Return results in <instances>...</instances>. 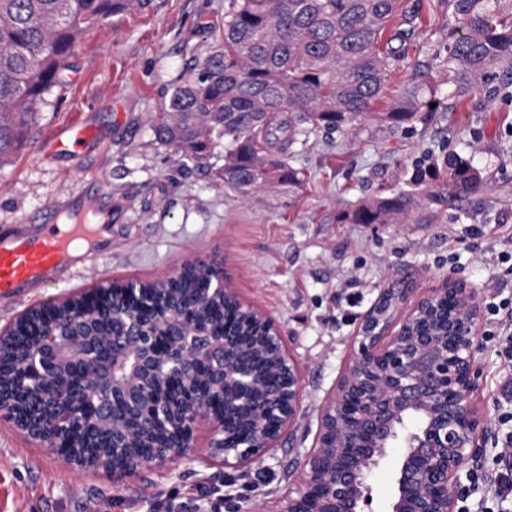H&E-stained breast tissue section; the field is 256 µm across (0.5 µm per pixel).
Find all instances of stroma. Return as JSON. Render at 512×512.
I'll return each mask as SVG.
<instances>
[{
    "instance_id": "35a3bbf8",
    "label": "stroma",
    "mask_w": 512,
    "mask_h": 512,
    "mask_svg": "<svg viewBox=\"0 0 512 512\" xmlns=\"http://www.w3.org/2000/svg\"><path fill=\"white\" fill-rule=\"evenodd\" d=\"M424 22L391 73L369 118L348 131H319L292 163L303 172L296 195L268 190L242 196L221 177L224 149L205 167H183L156 141L152 127L167 86L220 43L224 0H143L111 15L77 44L66 83L30 121L19 150L0 165V237L23 231L61 191L98 185L111 193L112 241L92 273L32 288L0 306V329L30 307L62 299L111 278L157 280L174 266L218 256L234 288L280 323L305 389L296 446L311 447L317 413L348 359L351 337L381 289L403 282L419 289L453 277L474 287L480 305L474 407L488 418L489 442L473 472L496 468L512 432V361L491 333L495 310L512 309V278L500 252L512 249V105L493 96L489 73L465 100L448 96V73L436 58L452 17L444 0H406ZM433 103L400 125L382 122L408 86ZM86 122L100 135L80 163L46 158L57 128ZM457 152L482 170L487 187L452 203L432 223L350 224L336 213L406 189L412 168ZM191 460L144 468L126 484L77 471L6 424H0V512H225L219 499L243 495L273 501L288 483L290 457L245 475H224ZM401 456L393 448L367 475L363 512H387Z\"/></svg>"
}]
</instances>
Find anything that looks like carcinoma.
<instances>
[{"instance_id":"1","label":"carcinoma","mask_w":512,"mask_h":512,"mask_svg":"<svg viewBox=\"0 0 512 512\" xmlns=\"http://www.w3.org/2000/svg\"><path fill=\"white\" fill-rule=\"evenodd\" d=\"M136 0H0V164L20 144L29 118L53 89L65 83L75 46L111 15L134 7ZM455 25L440 65L448 69L451 96L463 100L490 69L512 75V14L505 16L490 0H448ZM418 16L403 10V0H225L222 47L173 81L153 131L186 162L203 166L224 144V183L242 195L286 187L293 196L301 171L284 160L269 161L264 152L277 133L288 146L305 145L320 130H340L370 115L389 74L405 57L406 39ZM288 113V121L275 123ZM410 189L376 198L336 221L386 224L411 220L419 199L428 209L485 188L482 171L459 154L418 164ZM198 260L178 282L150 288L140 302L144 319L162 323L170 306L190 323L214 335L233 322L222 300L202 302L211 277ZM66 319L51 308L16 324L3 368L4 399L26 414L46 419L80 403L82 372L69 368L39 382L11 379L14 352L41 339L43 322ZM268 391L282 386L277 370L260 365ZM191 382L177 374L159 385L178 401L209 394L208 369H197ZM133 445L139 456L162 437L147 421Z\"/></svg>"}]
</instances>
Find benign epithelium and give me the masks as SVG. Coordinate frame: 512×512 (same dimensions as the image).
<instances>
[{"instance_id":"obj_1","label":"benign epithelium","mask_w":512,"mask_h":512,"mask_svg":"<svg viewBox=\"0 0 512 512\" xmlns=\"http://www.w3.org/2000/svg\"><path fill=\"white\" fill-rule=\"evenodd\" d=\"M113 284L95 285L82 303L84 320L96 304L112 300ZM211 295L231 301L236 318L264 330L254 348L242 349L234 328L214 338L173 317L177 355L164 363L153 351V327L135 310L123 309L112 335L101 337L109 359L85 337L62 339L53 331L25 358L38 376L59 364L63 353L69 361L79 360L85 390L95 401L92 411L55 424L51 434L21 422L1 404L0 421L45 443L72 468L101 471L114 484L131 481L144 466L187 457L202 424L210 433L209 463L219 469L247 472L286 447L294 454L288 486L268 512H360L367 473L387 449L400 447L391 512H457L463 479L471 478L466 466L488 442L486 418L471 401L477 387L475 289L451 279L421 293L409 286L382 289L354 330L349 362L319 410L312 446L303 451L293 447L303 412L302 373L279 322L241 297L222 270ZM257 355L273 359L288 378L275 397L265 394L248 367L247 360ZM200 356L220 371L224 412L195 395L182 404L160 400L151 419L166 434L161 450L133 464L91 462L102 421L112 404L128 396L131 383L186 372ZM413 417L419 420L417 431L403 433ZM109 432L114 448H128L137 438L136 430L115 421Z\"/></svg>"}]
</instances>
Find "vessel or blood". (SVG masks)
<instances>
[{
  "mask_svg": "<svg viewBox=\"0 0 512 512\" xmlns=\"http://www.w3.org/2000/svg\"><path fill=\"white\" fill-rule=\"evenodd\" d=\"M99 140L89 124H73L57 129L46 146L47 153H63L80 161ZM71 196L56 195L42 219L43 228L34 234L20 233L0 239V301L16 300L31 288H41L71 277L76 269H91L94 250L88 239L96 229L95 203L83 198L84 209L71 210Z\"/></svg>",
  "mask_w": 512,
  "mask_h": 512,
  "instance_id": "obj_1",
  "label": "vessel or blood"
}]
</instances>
